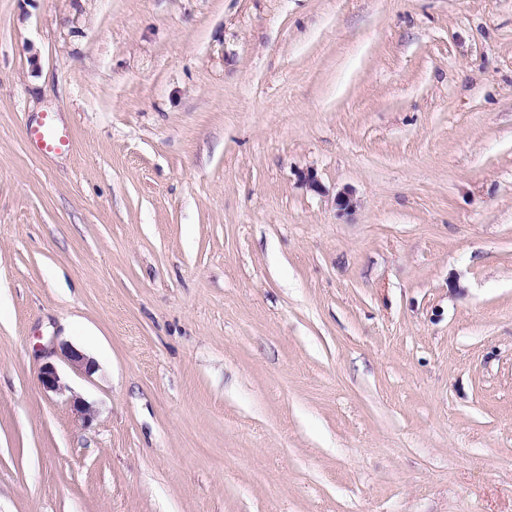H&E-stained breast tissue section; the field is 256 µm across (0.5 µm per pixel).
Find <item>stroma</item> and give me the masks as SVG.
Here are the masks:
<instances>
[{
    "label": "stroma",
    "instance_id": "stroma-1",
    "mask_svg": "<svg viewBox=\"0 0 512 512\" xmlns=\"http://www.w3.org/2000/svg\"><path fill=\"white\" fill-rule=\"evenodd\" d=\"M0 512H512V0H0ZM27 137L44 155L69 152L72 146V138L67 130L56 126L52 117L48 115L28 131ZM55 356V350L50 352L49 355L46 356L47 359L40 366L38 380L39 384L42 386L44 390L52 392H61L65 390L66 387L62 382L57 365L55 363Z\"/></svg>",
    "mask_w": 512,
    "mask_h": 512
}]
</instances>
